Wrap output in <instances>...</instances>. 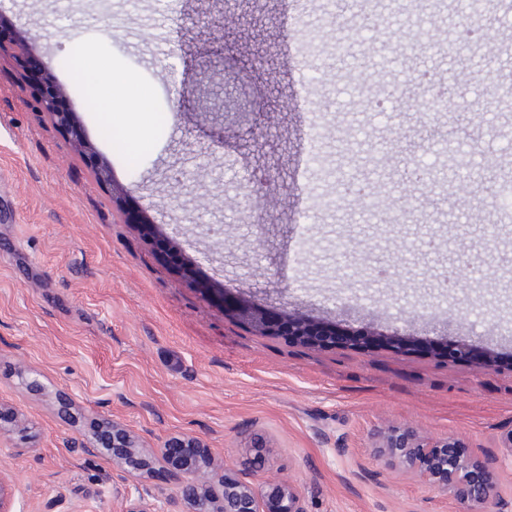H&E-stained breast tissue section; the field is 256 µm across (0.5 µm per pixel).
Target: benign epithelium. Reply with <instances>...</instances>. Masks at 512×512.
<instances>
[{"label":"benign epithelium","instance_id":"benign-epithelium-1","mask_svg":"<svg viewBox=\"0 0 512 512\" xmlns=\"http://www.w3.org/2000/svg\"><path fill=\"white\" fill-rule=\"evenodd\" d=\"M24 77L34 91L36 103L51 116L56 125L74 140L80 139L71 114L62 106L60 87L46 67L35 58H27ZM143 234L154 243L156 252L168 265L182 270L192 278V283L215 294L224 304V310L250 320L266 331L278 323L290 336H326L340 333V329L302 318L273 316L256 303L228 298L223 288H210L194 278V272L179 253L169 244L171 237L157 233L150 222L140 225ZM95 448H109L112 459L119 462L124 471L135 477L152 472L151 461L135 440L132 432L109 419L102 418L96 426ZM383 451L380 456L386 462L397 461L408 472L434 489L451 494L465 512H477L493 500V472L488 462L465 459L456 444L450 440L437 441L420 435L413 427H404L389 434H379ZM162 460L170 475L178 480V497L186 505L187 512H306L303 500L294 486L269 479L257 488L243 480L230 469L219 478L221 490L211 485L213 467L208 449L195 438H176L164 445Z\"/></svg>","mask_w":512,"mask_h":512}]
</instances>
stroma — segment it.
<instances>
[{
	"mask_svg": "<svg viewBox=\"0 0 512 512\" xmlns=\"http://www.w3.org/2000/svg\"><path fill=\"white\" fill-rule=\"evenodd\" d=\"M0 0V21L61 85L83 140L39 110L14 43L0 51V404L26 430L0 431L12 512H182L163 471L128 477L94 423L130 429L152 458L186 436L215 466L239 469L254 441L265 465L248 480L292 484L307 512H461L379 459L378 430L415 427L494 459L512 430V0L458 14L451 0ZM492 30L444 58L449 27ZM236 34L231 59L198 74L200 97L174 83L194 51ZM348 51L339 56L336 43ZM132 74L153 110L132 144L128 113L103 111L88 68L66 71L75 44ZM269 61L259 78L241 62ZM457 93L435 112L406 99L422 73ZM371 100L383 111L368 108ZM319 111H310V104ZM265 107L258 115L257 107ZM112 127L111 139L99 135ZM471 149L438 154L439 136ZM125 142L117 151L114 140ZM317 143L319 164L308 162ZM412 147L426 170L472 175L465 205L430 181L408 183L393 156ZM112 170L99 182L90 163ZM366 181L376 211L344 198ZM136 209L175 234L230 295L364 331L373 347L319 346L255 331L157 255ZM407 336L392 342L394 328ZM465 341L476 359L448 358ZM70 399V414L58 396Z\"/></svg>",
	"mask_w": 512,
	"mask_h": 512,
	"instance_id": "obj_1",
	"label": "stroma"
}]
</instances>
